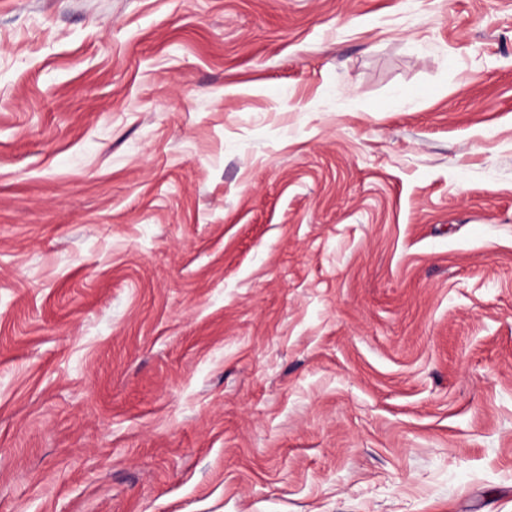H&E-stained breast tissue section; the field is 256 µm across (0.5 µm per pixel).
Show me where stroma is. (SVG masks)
<instances>
[{
    "instance_id": "1",
    "label": "stroma",
    "mask_w": 512,
    "mask_h": 512,
    "mask_svg": "<svg viewBox=\"0 0 512 512\" xmlns=\"http://www.w3.org/2000/svg\"><path fill=\"white\" fill-rule=\"evenodd\" d=\"M0 512H512V0H0Z\"/></svg>"
}]
</instances>
